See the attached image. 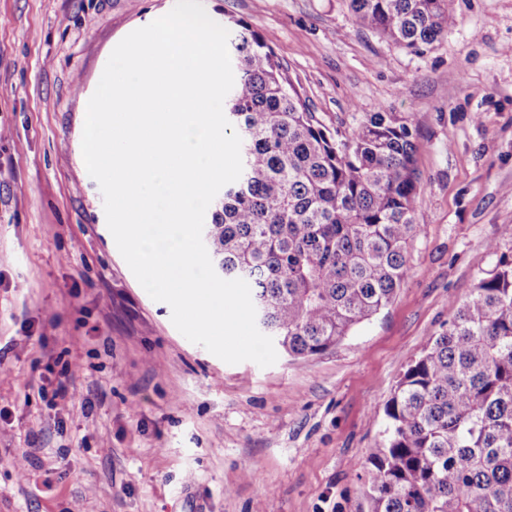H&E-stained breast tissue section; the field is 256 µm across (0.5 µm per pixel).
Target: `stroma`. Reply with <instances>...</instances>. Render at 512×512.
<instances>
[{"label":"stroma","instance_id":"35a3bbf8","mask_svg":"<svg viewBox=\"0 0 512 512\" xmlns=\"http://www.w3.org/2000/svg\"><path fill=\"white\" fill-rule=\"evenodd\" d=\"M174 2L0 0V512H367L387 400L512 260V0H451L417 53L354 26L349 0H203L264 35L330 130L368 112L414 130L419 230L393 300L266 368L175 328L80 160L109 45Z\"/></svg>","mask_w":512,"mask_h":512}]
</instances>
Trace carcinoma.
Returning a JSON list of instances; mask_svg holds the SVG:
<instances>
[{
    "instance_id": "obj_1",
    "label": "carcinoma",
    "mask_w": 512,
    "mask_h": 512,
    "mask_svg": "<svg viewBox=\"0 0 512 512\" xmlns=\"http://www.w3.org/2000/svg\"><path fill=\"white\" fill-rule=\"evenodd\" d=\"M352 21L417 52L454 23L449 0H350ZM224 101L243 172L210 204L214 269L252 288L256 323L294 358L323 354L393 299L417 233L409 120L366 114L328 130L272 46L225 21ZM367 457L368 512H512V261L480 279L448 330L412 360Z\"/></svg>"
}]
</instances>
